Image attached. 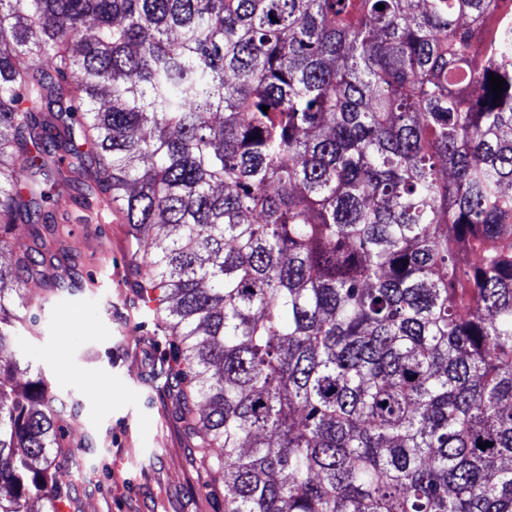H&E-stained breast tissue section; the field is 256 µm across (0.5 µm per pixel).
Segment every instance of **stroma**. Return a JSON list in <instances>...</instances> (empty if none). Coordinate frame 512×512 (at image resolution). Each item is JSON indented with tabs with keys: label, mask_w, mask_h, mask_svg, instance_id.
I'll list each match as a JSON object with an SVG mask.
<instances>
[{
	"label": "stroma",
	"mask_w": 512,
	"mask_h": 512,
	"mask_svg": "<svg viewBox=\"0 0 512 512\" xmlns=\"http://www.w3.org/2000/svg\"><path fill=\"white\" fill-rule=\"evenodd\" d=\"M52 212L42 230L74 287L52 292L27 278L39 321L18 327L14 378L38 370L74 408L64 446L89 475L69 486L78 512H224V479L180 414L171 338L139 294L140 258L121 214L101 224L67 198Z\"/></svg>",
	"instance_id": "obj_1"
}]
</instances>
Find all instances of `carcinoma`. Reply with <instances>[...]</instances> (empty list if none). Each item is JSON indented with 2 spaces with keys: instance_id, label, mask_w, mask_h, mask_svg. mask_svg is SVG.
I'll return each mask as SVG.
<instances>
[{
  "instance_id": "cac0c4a2",
  "label": "carcinoma",
  "mask_w": 512,
  "mask_h": 512,
  "mask_svg": "<svg viewBox=\"0 0 512 512\" xmlns=\"http://www.w3.org/2000/svg\"><path fill=\"white\" fill-rule=\"evenodd\" d=\"M65 188L151 241L224 512H512V0H0V227ZM31 237L0 512L69 504L62 400L1 378Z\"/></svg>"
}]
</instances>
